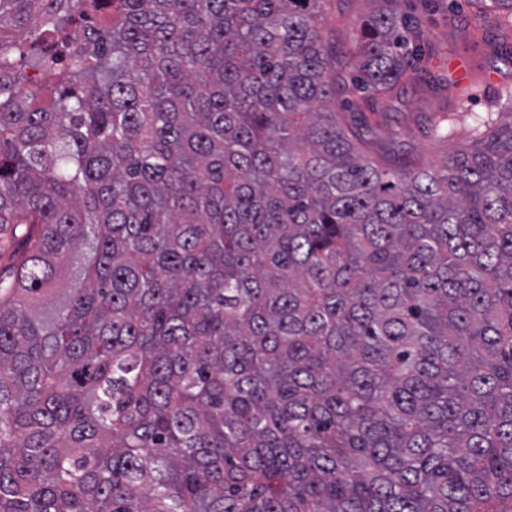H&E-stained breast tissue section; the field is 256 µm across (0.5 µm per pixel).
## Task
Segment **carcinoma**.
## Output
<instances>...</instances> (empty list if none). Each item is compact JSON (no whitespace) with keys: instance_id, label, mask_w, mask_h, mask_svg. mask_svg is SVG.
<instances>
[{"instance_id":"cac0c4a2","label":"carcinoma","mask_w":512,"mask_h":512,"mask_svg":"<svg viewBox=\"0 0 512 512\" xmlns=\"http://www.w3.org/2000/svg\"><path fill=\"white\" fill-rule=\"evenodd\" d=\"M325 2L0 0V512H512V111L374 157ZM10 225L0 230V279L6 281L13 278L23 258L28 236L37 232L30 224Z\"/></svg>"}]
</instances>
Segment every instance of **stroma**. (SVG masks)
Here are the masks:
<instances>
[{"mask_svg": "<svg viewBox=\"0 0 512 512\" xmlns=\"http://www.w3.org/2000/svg\"><path fill=\"white\" fill-rule=\"evenodd\" d=\"M400 0L399 10L417 21L424 35L418 65L427 81L439 75L448 83L436 90L409 86L393 97L376 101L368 138L371 153L400 159L412 154L441 160L462 143L481 137L476 119L505 109L512 90V67L495 57L501 37L512 36V16L490 13L482 30H475V5L459 0ZM374 9L372 0H330L324 20L328 39L337 48L354 50L360 25ZM446 120L452 135L437 140L432 123ZM30 225L0 229V279L11 280L23 258Z\"/></svg>", "mask_w": 512, "mask_h": 512, "instance_id": "1", "label": "stroma"}]
</instances>
